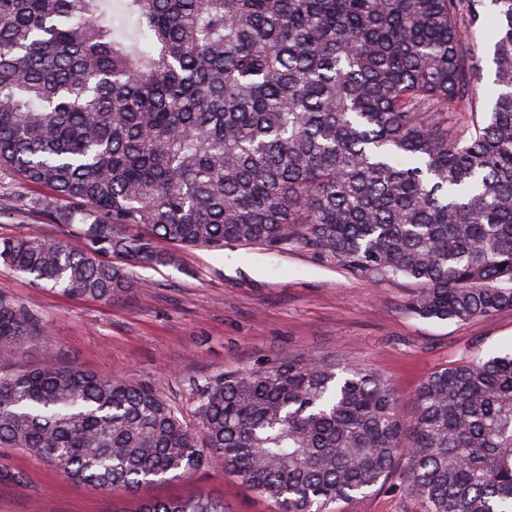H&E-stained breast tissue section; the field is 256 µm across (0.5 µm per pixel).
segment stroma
Instances as JSON below:
<instances>
[{"label":"stroma","mask_w":512,"mask_h":512,"mask_svg":"<svg viewBox=\"0 0 512 512\" xmlns=\"http://www.w3.org/2000/svg\"><path fill=\"white\" fill-rule=\"evenodd\" d=\"M0 168V238L36 234L78 247L75 228L14 208L17 195L44 194ZM135 282L112 301L71 297L0 265V296L36 312L47 332L21 347L0 348V373L47 362L107 372L152 387L180 418L199 427L198 397L209 380L249 371L288 354L337 355L393 380L403 419L430 373L476 356L512 353V310L467 321H435L410 312L419 290L405 279H374L300 248L271 251L233 243L182 249L174 264L142 267L118 257ZM198 494L230 512H277L273 501L215 463L143 486L138 497L66 479L19 448L0 447V512H133L137 498ZM330 512H419L399 475Z\"/></svg>","instance_id":"35a3bbf8"}]
</instances>
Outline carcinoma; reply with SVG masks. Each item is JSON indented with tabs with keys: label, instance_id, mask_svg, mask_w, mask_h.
Returning a JSON list of instances; mask_svg holds the SVG:
<instances>
[{
	"label": "carcinoma",
	"instance_id": "carcinoma-1",
	"mask_svg": "<svg viewBox=\"0 0 512 512\" xmlns=\"http://www.w3.org/2000/svg\"><path fill=\"white\" fill-rule=\"evenodd\" d=\"M109 2L0 0V167L52 191L19 209L83 241L7 238L1 264L110 301L134 283L105 255L291 245L415 280L423 319L512 309V0H122V35ZM488 18L487 112L470 38ZM462 110L463 131L431 121ZM45 332L0 297V347ZM416 402L406 422L382 374L296 354L207 384L195 429L147 385L46 364L0 374V446L128 491L211 458L279 512L397 470L422 512H512V354L437 370Z\"/></svg>",
	"mask_w": 512,
	"mask_h": 512
}]
</instances>
